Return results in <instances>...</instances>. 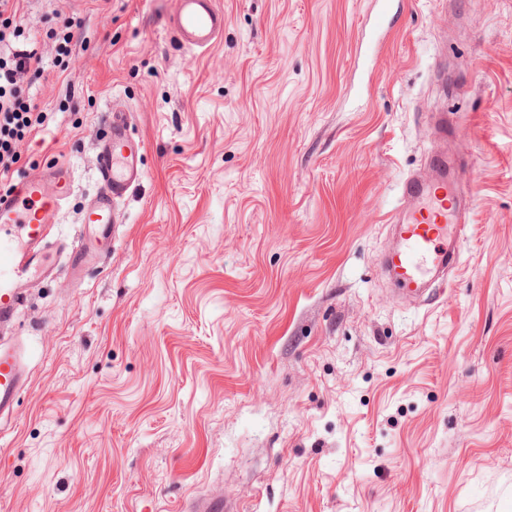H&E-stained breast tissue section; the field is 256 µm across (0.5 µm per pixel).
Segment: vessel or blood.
Masks as SVG:
<instances>
[{"mask_svg": "<svg viewBox=\"0 0 512 512\" xmlns=\"http://www.w3.org/2000/svg\"><path fill=\"white\" fill-rule=\"evenodd\" d=\"M174 27L184 44L205 49L223 33L224 12L215 0H176ZM107 126L108 135L96 155L101 187L86 205L82 230L69 247L70 269L78 277L96 256L111 251L112 237L122 222L118 204L144 178L143 144L130 136L127 111L112 108ZM430 164L436 171L433 182L410 175L402 184V197L411 206L404 214L398 248L388 259L394 276L410 292L421 291L457 261L448 239L456 235L460 221L458 189L448 175L445 152L435 151ZM72 188L69 169L55 166L20 179L11 193L0 195V326L17 318L30 288L55 274L49 261L51 234ZM27 380L24 347L0 343V434L10 428L14 403Z\"/></svg>", "mask_w": 512, "mask_h": 512, "instance_id": "obj_1", "label": "vessel or blood"}]
</instances>
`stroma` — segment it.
Returning <instances> with one entry per match:
<instances>
[{
  "mask_svg": "<svg viewBox=\"0 0 512 512\" xmlns=\"http://www.w3.org/2000/svg\"><path fill=\"white\" fill-rule=\"evenodd\" d=\"M26 0L70 167L97 194L113 104L145 144L111 253L59 264L12 326L29 381L0 437V512H512V0ZM73 21L72 62L46 37ZM465 165L458 265L431 304L381 268L400 183ZM175 32L193 48L206 49L224 31V11L214 0H176Z\"/></svg>",
  "mask_w": 512,
  "mask_h": 512,
  "instance_id": "stroma-1",
  "label": "stroma"
}]
</instances>
